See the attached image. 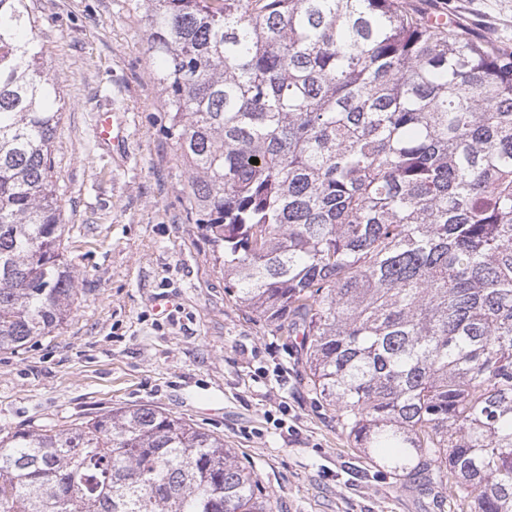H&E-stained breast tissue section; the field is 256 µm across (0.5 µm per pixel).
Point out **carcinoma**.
Segmentation results:
<instances>
[{
	"instance_id": "carcinoma-1",
	"label": "carcinoma",
	"mask_w": 512,
	"mask_h": 512,
	"mask_svg": "<svg viewBox=\"0 0 512 512\" xmlns=\"http://www.w3.org/2000/svg\"><path fill=\"white\" fill-rule=\"evenodd\" d=\"M130 7L225 294L301 337L354 447L453 512H512V51L399 0ZM42 55L28 0H0V349L51 333L75 292ZM0 512L277 502L224 438L140 405L0 430Z\"/></svg>"
}]
</instances>
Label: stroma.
Here are the masks:
<instances>
[{"mask_svg":"<svg viewBox=\"0 0 512 512\" xmlns=\"http://www.w3.org/2000/svg\"><path fill=\"white\" fill-rule=\"evenodd\" d=\"M439 10L512 50V0H400ZM42 63L60 96L55 170L65 256L77 279L68 319L0 350V429L62 426L149 405L223 437L278 512H449L355 448L310 392L298 344L224 293L209 244L184 210L188 174L128 0H31ZM125 124L116 156L97 113ZM157 295L172 308L154 312Z\"/></svg>","mask_w":512,"mask_h":512,"instance_id":"1","label":"stroma"}]
</instances>
